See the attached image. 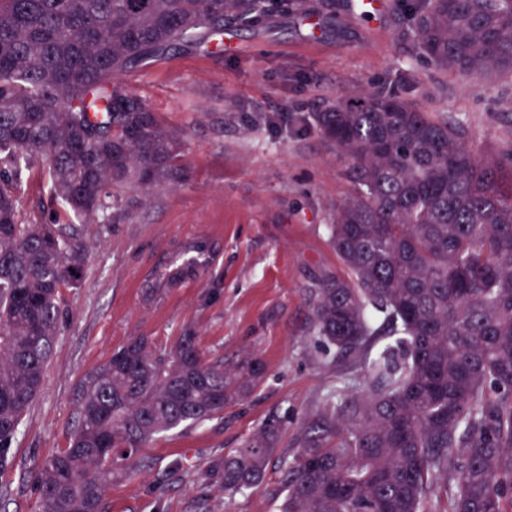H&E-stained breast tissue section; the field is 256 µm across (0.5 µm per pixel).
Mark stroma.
<instances>
[{
  "instance_id": "1",
  "label": "stroma",
  "mask_w": 512,
  "mask_h": 512,
  "mask_svg": "<svg viewBox=\"0 0 512 512\" xmlns=\"http://www.w3.org/2000/svg\"><path fill=\"white\" fill-rule=\"evenodd\" d=\"M412 6L385 0L365 16L349 0H289L287 12L253 31L227 26L235 51L179 50L126 77L166 125L185 132L189 178L125 190L106 222L67 210L42 168L25 173L20 222L74 225L87 257L79 285L61 290L69 320L0 474L8 512H38L29 476L68 447L82 378L131 337H149L162 352L186 331L204 358L229 366L250 353L265 377L222 417L139 449L135 471L108 488L107 512H196L201 498L209 512H275L283 462L298 455L306 424L342 383L335 352L308 333V290L339 266L328 225L354 184L313 113L399 78L424 110L464 120L478 152L512 147V82L431 68L412 40ZM196 245L204 252L195 274L163 285L162 272ZM270 420L281 434L261 489L226 496L199 481L209 458Z\"/></svg>"
}]
</instances>
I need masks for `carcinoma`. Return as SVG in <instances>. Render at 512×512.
Returning <instances> with one entry per match:
<instances>
[{
  "label": "carcinoma",
  "mask_w": 512,
  "mask_h": 512,
  "mask_svg": "<svg viewBox=\"0 0 512 512\" xmlns=\"http://www.w3.org/2000/svg\"><path fill=\"white\" fill-rule=\"evenodd\" d=\"M288 0H0V472L66 324L61 288L85 248L60 224H21L22 168L87 223L130 185L184 180L185 133L124 78L185 47H219ZM414 41L434 68L512 79V0H419ZM314 119L355 192L329 240L344 272L310 291L309 331L359 373L327 395L277 512H512V148L476 152L468 125L395 83ZM378 318L394 343L378 347ZM245 355L208 361L186 331L164 354L134 336L77 394L68 447L33 472L39 512H106L112 480L154 436L224 414L263 379ZM266 423L199 476L256 490L279 439Z\"/></svg>",
  "instance_id": "cac0c4a2"
}]
</instances>
